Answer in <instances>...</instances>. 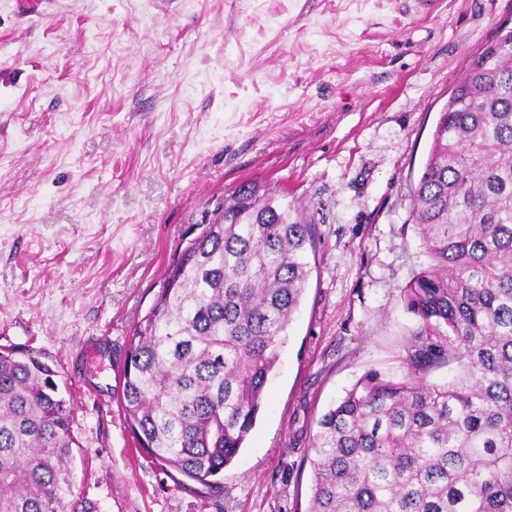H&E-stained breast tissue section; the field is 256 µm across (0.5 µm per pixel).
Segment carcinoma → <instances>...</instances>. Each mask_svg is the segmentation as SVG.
I'll return each instance as SVG.
<instances>
[{"label":"carcinoma","mask_w":512,"mask_h":512,"mask_svg":"<svg viewBox=\"0 0 512 512\" xmlns=\"http://www.w3.org/2000/svg\"><path fill=\"white\" fill-rule=\"evenodd\" d=\"M440 113L413 189L428 265L404 290L422 321L399 381L364 373L318 421L307 512H512V31ZM285 195L237 187L173 259L125 353L121 408L155 461L210 489L263 404L310 269ZM445 359L447 385L427 381ZM43 354L0 350V512H96L69 497L72 406Z\"/></svg>","instance_id":"carcinoma-1"}]
</instances>
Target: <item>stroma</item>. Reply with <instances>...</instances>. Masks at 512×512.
I'll return each instance as SVG.
<instances>
[{
	"label": "stroma",
	"mask_w": 512,
	"mask_h": 512,
	"mask_svg": "<svg viewBox=\"0 0 512 512\" xmlns=\"http://www.w3.org/2000/svg\"><path fill=\"white\" fill-rule=\"evenodd\" d=\"M512 0H0V348L56 365L97 512H306L310 439L406 373L428 263L410 195ZM252 181L300 205L310 274L220 489L136 443L114 371L195 224ZM99 340L86 364L81 347Z\"/></svg>",
	"instance_id": "stroma-1"
}]
</instances>
